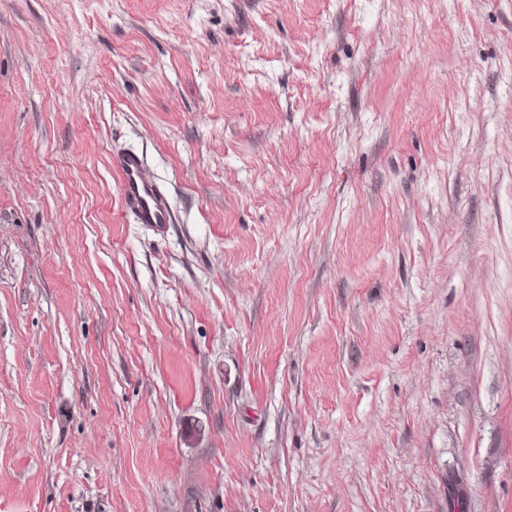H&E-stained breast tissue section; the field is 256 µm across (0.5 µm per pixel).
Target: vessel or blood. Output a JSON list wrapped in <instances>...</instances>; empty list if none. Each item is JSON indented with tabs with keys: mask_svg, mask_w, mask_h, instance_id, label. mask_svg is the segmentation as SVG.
Wrapping results in <instances>:
<instances>
[{
	"mask_svg": "<svg viewBox=\"0 0 512 512\" xmlns=\"http://www.w3.org/2000/svg\"><path fill=\"white\" fill-rule=\"evenodd\" d=\"M110 164L118 178L124 212L136 223L165 231L174 218L171 202L163 187L146 173L142 156L118 151L111 154Z\"/></svg>",
	"mask_w": 512,
	"mask_h": 512,
	"instance_id": "b4317fda",
	"label": "vessel or blood"
}]
</instances>
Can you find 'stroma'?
<instances>
[{
  "instance_id": "obj_1",
  "label": "stroma",
  "mask_w": 512,
  "mask_h": 512,
  "mask_svg": "<svg viewBox=\"0 0 512 512\" xmlns=\"http://www.w3.org/2000/svg\"><path fill=\"white\" fill-rule=\"evenodd\" d=\"M0 512H512V0H0ZM117 175L123 210L136 223L151 224L162 233L173 224V209L163 187L145 171L143 157L134 151H118L110 156Z\"/></svg>"
}]
</instances>
